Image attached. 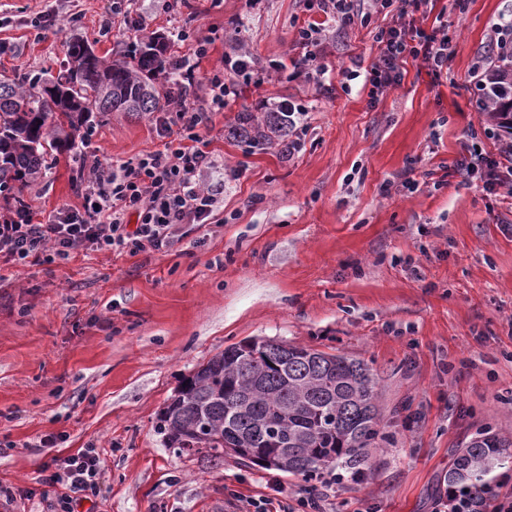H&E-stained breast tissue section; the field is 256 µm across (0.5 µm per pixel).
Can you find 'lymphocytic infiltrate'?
Here are the masks:
<instances>
[{
	"label": "lymphocytic infiltrate",
	"instance_id": "1",
	"mask_svg": "<svg viewBox=\"0 0 512 512\" xmlns=\"http://www.w3.org/2000/svg\"><path fill=\"white\" fill-rule=\"evenodd\" d=\"M305 4L341 29L368 21L375 13L390 16V23L374 35L376 61L364 71L350 73L351 78H362L369 105L401 84L407 58L421 60L434 78L448 72V37L422 26L433 0H305ZM175 66L181 73L173 92L176 108L161 109L155 117L165 131L174 132V141L120 164L94 160L82 204L62 207L47 221H38L27 205L1 215V260L23 263L40 254L51 262L89 246L133 255L159 251L171 245L180 226L204 224L212 218L224 187L200 185L202 173L218 164L202 131L212 114L240 95L237 71L222 67L199 78L190 60L177 59ZM459 171L465 183L477 181L487 193L503 190L512 196V138L501 140L492 156L471 151L461 160ZM51 467L50 482L67 491L62 512H75L76 493L96 492L101 466L95 449L53 459Z\"/></svg>",
	"mask_w": 512,
	"mask_h": 512
}]
</instances>
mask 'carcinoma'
<instances>
[{"mask_svg": "<svg viewBox=\"0 0 512 512\" xmlns=\"http://www.w3.org/2000/svg\"><path fill=\"white\" fill-rule=\"evenodd\" d=\"M153 38L121 59L87 61L88 41L73 37L67 60L50 77L0 73V193L29 186L42 175L52 152L75 148L81 128L94 112H155L176 85L168 44ZM169 86L161 92L157 76ZM489 79L512 87V65H493ZM492 100L493 119L512 132V97ZM250 143L277 141L286 119L280 111L257 119L236 116ZM288 373L274 375L261 357L233 344L194 369L160 414L165 443L216 460L236 442L287 455L275 469L311 479L327 469H352L368 448L385 439L376 402V380L360 360L291 345ZM512 440L481 431L453 456L448 488L468 490L474 509L492 495L495 468L512 460Z\"/></svg>", "mask_w": 512, "mask_h": 512, "instance_id": "1", "label": "carcinoma"}]
</instances>
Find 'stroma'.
Returning <instances> with one entry per match:
<instances>
[{"mask_svg":"<svg viewBox=\"0 0 512 512\" xmlns=\"http://www.w3.org/2000/svg\"><path fill=\"white\" fill-rule=\"evenodd\" d=\"M113 0H0V72H58L81 36L108 60L153 34L170 58L211 40L197 74L244 52L259 63L209 124L223 183L210 223L166 252L88 248L45 263L0 265V512H56L45 463L87 448L100 491L77 512H246L278 481L296 512L303 479L167 447L159 413L185 377L224 348L275 339L365 361L387 439L364 474L334 486L327 512H432L456 449L480 430L512 438V198L465 184L468 145L495 151L471 67L491 19L512 0H435L453 55L432 79L408 60L401 85L369 106L352 62L369 68L384 20L336 29L302 0H145L136 31ZM56 17L37 29L32 19ZM323 24L321 74L295 67L299 31ZM298 106L303 146L229 136L237 113ZM152 115L92 114L74 150L48 161L22 197L40 218L82 201L84 156L127 160L163 149ZM417 184L400 189L403 178ZM53 435L54 447H39Z\"/></svg>","mask_w":512,"mask_h":512,"instance_id":"1","label":"stroma"}]
</instances>
